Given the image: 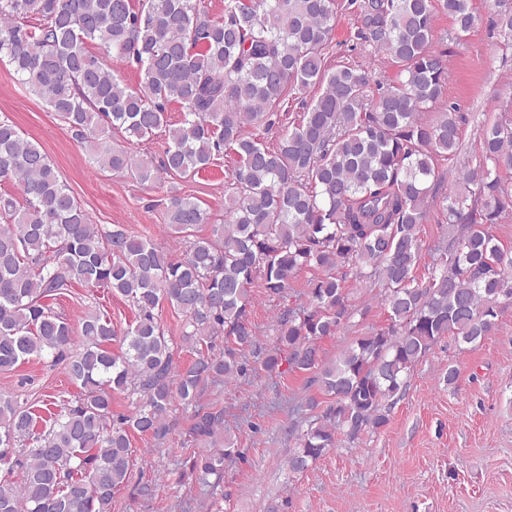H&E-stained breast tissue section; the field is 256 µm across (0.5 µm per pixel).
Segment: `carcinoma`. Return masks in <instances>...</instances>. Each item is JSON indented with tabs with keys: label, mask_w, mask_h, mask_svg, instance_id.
<instances>
[{
	"label": "carcinoma",
	"mask_w": 512,
	"mask_h": 512,
	"mask_svg": "<svg viewBox=\"0 0 512 512\" xmlns=\"http://www.w3.org/2000/svg\"><path fill=\"white\" fill-rule=\"evenodd\" d=\"M361 36L398 68L374 83L365 70L328 68L335 0H224L213 18L201 0H0V60L89 149L100 169L140 181L189 176L228 150L236 157L224 221L207 238L186 240L178 258L117 224L91 222L48 157L0 119V181L15 182L25 206L0 194V371L30 360L66 363L81 392L37 431L17 397L0 393V512H112L129 480L134 433L164 443L175 405L192 409L188 429L202 445L192 470L224 478L240 456L224 430V410L199 403L207 386L260 367L311 374L327 399L293 424L287 466L300 474L338 436L357 442L388 424L389 402L404 394L413 367L444 337L475 347L493 335L512 305V250L491 233L512 207V121L480 127L479 161L454 172L440 159L460 153L453 106L432 121L447 80L434 46L437 11L451 17L455 39L476 24L471 0H350ZM512 38V0H488ZM97 40L134 61L130 88L85 49ZM317 86L302 120L270 147L250 126L274 125L290 94ZM184 110L168 124L166 105ZM168 128L160 161L112 145ZM465 184L442 196L451 228L420 277V230L430 197L447 177ZM168 224L185 233L207 213L172 192ZM320 274L306 300L276 318L273 346L256 340L249 319L257 282L285 299L302 269ZM384 290L388 324L357 338L334 361L321 340L344 329L353 309L347 278ZM75 284L105 288L132 303L135 324L112 353V321L88 311L80 343L45 300ZM167 305L183 317V346L196 357L175 361L158 321ZM139 395L133 410L112 411L115 393Z\"/></svg>",
	"instance_id": "obj_1"
}]
</instances>
